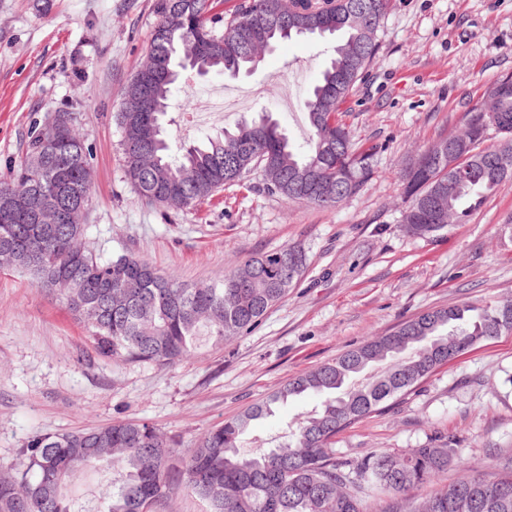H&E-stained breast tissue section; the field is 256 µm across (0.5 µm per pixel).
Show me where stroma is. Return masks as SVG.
<instances>
[{
  "label": "stroma",
  "mask_w": 512,
  "mask_h": 512,
  "mask_svg": "<svg viewBox=\"0 0 512 512\" xmlns=\"http://www.w3.org/2000/svg\"><path fill=\"white\" fill-rule=\"evenodd\" d=\"M157 21L156 0H0V179L23 159L33 123L70 112L92 151L89 250L106 258L127 251L194 285L298 244L306 271L251 333L159 365L97 357L62 300L0 268L2 469L20 461L32 435L123 420L147 421L177 449L191 448L289 379L406 319L512 300V180L434 238L404 230L402 185L418 152L461 129L490 87L512 74V0H390L376 58L338 114L355 147L372 149L373 174L331 208L285 199L257 173L187 208L138 195L124 173L116 114ZM334 46L289 41L238 77L180 79L168 115L172 150L263 112L305 148L304 103ZM201 99L224 102L223 116L198 112ZM320 402L309 395L278 404L252 424L245 451L281 441ZM441 437L480 471L488 449L512 454V334L437 368L337 434L331 448L353 468L375 452ZM113 476L105 463L73 476L68 495L78 512H100L99 488Z\"/></svg>",
  "instance_id": "obj_1"
}]
</instances>
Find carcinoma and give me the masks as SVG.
I'll return each instance as SVG.
<instances>
[{
	"label": "carcinoma",
	"instance_id": "1",
	"mask_svg": "<svg viewBox=\"0 0 512 512\" xmlns=\"http://www.w3.org/2000/svg\"><path fill=\"white\" fill-rule=\"evenodd\" d=\"M226 0H158L159 20L149 52L165 63L148 87L154 111L130 80L117 120L127 178L150 204L178 198L191 206L250 169H241L242 144L251 138L264 156L269 188L291 200L335 206L363 187L371 151L353 146L338 120L341 105L374 61L376 34L388 0H295L284 19L278 0H250L224 11V29L212 10ZM336 39L334 56L307 101V150L298 151L267 114L208 136L173 155L165 117L180 72L235 75L258 67L254 58L295 38ZM489 111L469 110L463 131L443 159L424 150L406 175L410 199L405 229L433 236L462 223L512 179V75L488 91ZM502 134L485 145V131ZM91 153L64 112L31 133L25 157L0 180V267L26 269L33 281L63 299L87 333L94 353L115 363L173 364L203 341L215 347L255 329L301 280L307 256L299 246L260 253L206 284L187 286L130 253L103 258L73 248L86 226L55 224L54 214L89 197ZM512 304L449 306L422 312L390 333L341 352L336 359L288 380L244 414L208 429L184 451L180 477L210 512H365L363 497H385L383 512H512V467L490 477L471 474L437 486L455 462L443 441L421 448L383 450L345 470L330 445L347 427L380 410L450 360L448 348L470 347L512 332ZM315 394L321 405L302 415L287 439L244 455L251 423L275 404ZM171 441L137 420L87 431L36 434L23 445L20 466L0 475V512H72L64 488L76 471L106 462L118 479L99 491L104 512H155L166 498L173 466Z\"/></svg>",
	"mask_w": 512,
	"mask_h": 512
}]
</instances>
